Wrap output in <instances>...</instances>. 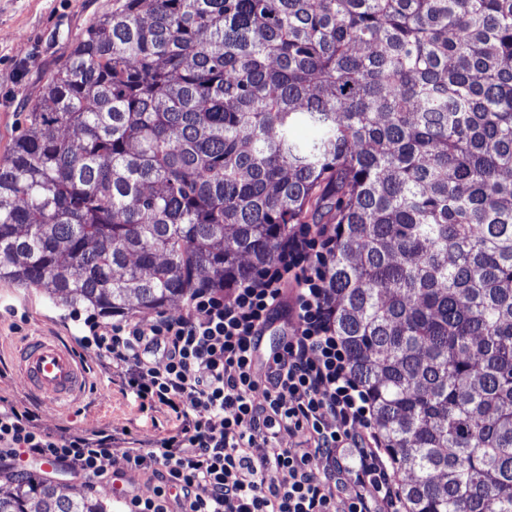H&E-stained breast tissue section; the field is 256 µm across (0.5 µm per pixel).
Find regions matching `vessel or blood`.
Returning <instances> with one entry per match:
<instances>
[{
    "instance_id": "vessel-or-blood-1",
    "label": "vessel or blood",
    "mask_w": 512,
    "mask_h": 512,
    "mask_svg": "<svg viewBox=\"0 0 512 512\" xmlns=\"http://www.w3.org/2000/svg\"><path fill=\"white\" fill-rule=\"evenodd\" d=\"M17 359L24 386L35 395L73 404L89 389L88 371L74 350L52 337L28 338Z\"/></svg>"
}]
</instances>
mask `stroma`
Segmentation results:
<instances>
[{
	"mask_svg": "<svg viewBox=\"0 0 512 512\" xmlns=\"http://www.w3.org/2000/svg\"><path fill=\"white\" fill-rule=\"evenodd\" d=\"M112 0H0V160L6 158L25 125L27 107L40 95L49 75L68 56L76 39L109 12ZM92 309H72L42 288L0 280V346L11 349L26 336H54L73 345L92 367L93 395L74 407H59L29 396L10 359H0V399L28 407L38 424L55 434L102 431L150 438L175 428L163 408L143 411L119 377L105 368L104 351L86 342ZM58 492L78 491L104 503L108 512H125L112 487L88 483L65 472L42 474Z\"/></svg>",
	"mask_w": 512,
	"mask_h": 512,
	"instance_id": "1",
	"label": "stroma"
}]
</instances>
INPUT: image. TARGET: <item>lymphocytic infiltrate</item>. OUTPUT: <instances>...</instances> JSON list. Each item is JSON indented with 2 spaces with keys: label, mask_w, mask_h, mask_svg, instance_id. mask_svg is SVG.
<instances>
[{
  "label": "lymphocytic infiltrate",
  "mask_w": 512,
  "mask_h": 512,
  "mask_svg": "<svg viewBox=\"0 0 512 512\" xmlns=\"http://www.w3.org/2000/svg\"><path fill=\"white\" fill-rule=\"evenodd\" d=\"M335 244L327 227L302 224L257 275L193 289L178 316L88 320L140 408L167 407L176 432L118 448L101 432L46 433L28 408L0 400V463L24 470L52 457L72 475L109 482L152 472V495L124 489L127 512H340V501L341 512H400L370 394L336 334ZM282 312L289 333L259 358V329ZM284 435L295 447H279Z\"/></svg>",
  "instance_id": "obj_1"
}]
</instances>
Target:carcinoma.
<instances>
[{
	"label": "carcinoma",
	"mask_w": 512,
	"mask_h": 512,
	"mask_svg": "<svg viewBox=\"0 0 512 512\" xmlns=\"http://www.w3.org/2000/svg\"><path fill=\"white\" fill-rule=\"evenodd\" d=\"M25 122L0 278L155 310L327 214L406 512H512V0H116ZM7 479L0 512H107Z\"/></svg>",
	"instance_id": "cac0c4a2"
}]
</instances>
